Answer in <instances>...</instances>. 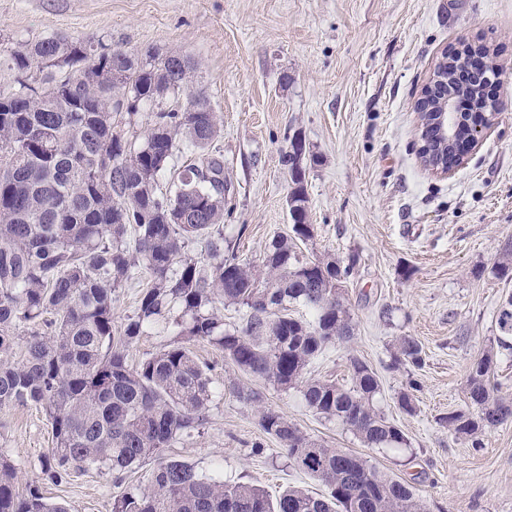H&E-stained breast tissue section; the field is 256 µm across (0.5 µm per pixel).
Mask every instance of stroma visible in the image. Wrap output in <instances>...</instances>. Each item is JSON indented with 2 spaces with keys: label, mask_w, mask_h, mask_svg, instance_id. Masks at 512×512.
<instances>
[{
  "label": "stroma",
  "mask_w": 512,
  "mask_h": 512,
  "mask_svg": "<svg viewBox=\"0 0 512 512\" xmlns=\"http://www.w3.org/2000/svg\"><path fill=\"white\" fill-rule=\"evenodd\" d=\"M54 36H100L129 52L174 49L196 63L195 82L224 125L215 142L224 156V249L253 265L291 232L281 152L304 137L318 161L306 174L314 236L299 253L358 256L342 289L353 335L306 375L346 384L350 358L362 360L379 378V408L409 440L365 447L309 411L299 390L245 374L219 347L195 341L189 348L212 399L192 438L165 456L273 497L289 486L325 495L261 429L259 412L271 408L312 439L407 481L430 512H512V422L486 431L475 448L443 421L467 409L471 362L498 336V308L512 293V281L493 272L512 242V0H0V42ZM467 42L494 56L489 93L499 111L443 176L419 155L415 102L442 53ZM400 336L419 342L422 366L394 363ZM178 338L173 320L160 321L127 361L137 365ZM412 380L420 389L410 415L396 397ZM236 386L259 400H240ZM53 446L42 409L0 408V451L16 465L20 495L35 486L69 512H112L154 467L146 462L120 482L108 470H75L58 483L42 470Z\"/></svg>",
  "instance_id": "1"
}]
</instances>
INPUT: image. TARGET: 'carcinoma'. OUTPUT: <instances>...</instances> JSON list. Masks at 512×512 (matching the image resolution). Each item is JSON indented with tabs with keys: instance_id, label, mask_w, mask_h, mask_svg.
<instances>
[{
	"instance_id": "obj_1",
	"label": "carcinoma",
	"mask_w": 512,
	"mask_h": 512,
	"mask_svg": "<svg viewBox=\"0 0 512 512\" xmlns=\"http://www.w3.org/2000/svg\"><path fill=\"white\" fill-rule=\"evenodd\" d=\"M101 37L42 38L0 47V65L13 84L0 89V407L33 404L52 426L54 447L45 471L56 480L75 468L107 467L117 480L192 436L211 398L205 369L182 344H171L131 368L126 351L148 326L177 313L188 341H207L246 374L297 388L306 408L351 430L368 448L407 445L405 433L376 407V373L350 358V384L305 378L307 366L336 340L352 335L349 308L336 287L353 273L357 256L306 260L296 241L314 235L305 187L313 154L281 153L292 183L288 206L293 236L272 240L264 272L236 254L224 255V158L211 149L220 121L201 87L191 86L195 64L174 50L129 53ZM98 64L80 67L89 57ZM71 60L73 74L49 61ZM470 55L448 51L433 76L448 93L498 111L475 86L453 75ZM185 95V104H166ZM154 112L140 147L112 127L124 106ZM194 105L196 112L185 111ZM197 161L172 172L168 191L157 177L170 169L177 138ZM421 158L433 166L460 164L452 146L439 151L428 122L421 123ZM134 243L127 242L129 232ZM202 242L208 262L185 252ZM143 267L150 275L136 314L113 327L116 292ZM494 273L512 280V245L501 250ZM290 301L313 311L305 322L280 313ZM240 305L249 315L224 329L216 303ZM44 323L50 333L39 331ZM494 347L473 360L466 395L470 409L448 413L455 434L481 446L480 435L512 421V394L491 380L496 353H512V295L498 315ZM27 329L19 341L18 331ZM394 362L420 367V344L396 339ZM264 432L288 460L323 483L312 496L289 487L276 499L244 483L216 482L181 460L163 459L144 488L116 498L112 512H427L412 487L355 457L365 475L353 484L343 462L349 452L312 440L278 412L259 413ZM17 471L0 455V512H68L36 490L15 489Z\"/></svg>"
}]
</instances>
